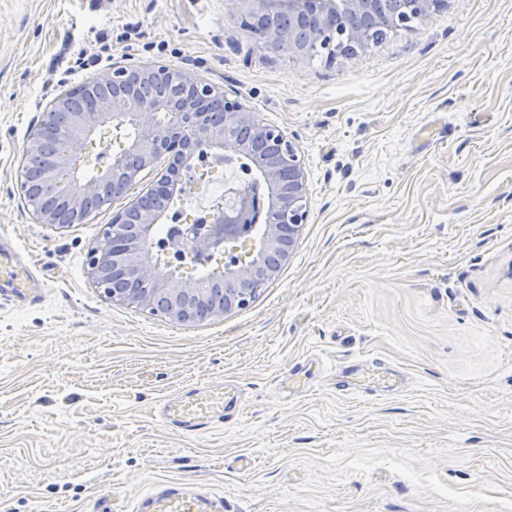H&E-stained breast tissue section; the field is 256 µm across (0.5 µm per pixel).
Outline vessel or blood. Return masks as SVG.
Wrapping results in <instances>:
<instances>
[{"instance_id":"obj_1","label":"vessel or blood","mask_w":512,"mask_h":512,"mask_svg":"<svg viewBox=\"0 0 512 512\" xmlns=\"http://www.w3.org/2000/svg\"><path fill=\"white\" fill-rule=\"evenodd\" d=\"M26 273L20 272L14 253L0 248V282L10 288L24 285ZM239 411L234 394L206 388L182 399L164 400L161 416L189 430L202 432L216 420H227ZM132 512H224V498L212 491L179 481L155 485L144 497L136 499Z\"/></svg>"}]
</instances>
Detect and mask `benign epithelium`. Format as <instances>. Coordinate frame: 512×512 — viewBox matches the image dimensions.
Wrapping results in <instances>:
<instances>
[{
	"label": "benign epithelium",
	"instance_id": "1",
	"mask_svg": "<svg viewBox=\"0 0 512 512\" xmlns=\"http://www.w3.org/2000/svg\"><path fill=\"white\" fill-rule=\"evenodd\" d=\"M241 29L263 47L275 51L294 42V32L279 25L288 17L306 24V42L294 54L313 59L351 58L373 45L372 29L410 31L416 20L425 23L447 0H405L402 8L386 0H235ZM62 118L41 121L29 134L26 152L49 141L39 174L41 201L29 192L30 180L20 172L19 190L40 224L56 229L89 223L91 201L101 184L112 183V195L129 190L140 170L125 166L135 160L144 167L167 163L166 175L137 197V223L128 225V210L116 213L86 253V274L109 300L175 324L212 317L207 305L209 274L175 281L157 273L153 248L163 234L158 194L170 183L182 186L181 171L193 158L215 157L230 164L244 162L245 178L224 187V207L211 219V232L195 226L174 236L169 245L205 268L215 255L224 261V313L249 307L279 273L264 260L276 254L288 261L309 218L307 176L297 144L279 127L264 122L223 88L184 69L163 62L128 65L112 63L104 78H91L65 91L53 102ZM138 133L96 175L78 177L85 144L103 126L116 131L127 123ZM224 153H219V150Z\"/></svg>",
	"mask_w": 512,
	"mask_h": 512
}]
</instances>
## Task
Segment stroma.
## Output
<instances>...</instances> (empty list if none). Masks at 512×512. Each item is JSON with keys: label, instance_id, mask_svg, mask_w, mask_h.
<instances>
[{"label": "stroma", "instance_id": "stroma-1", "mask_svg": "<svg viewBox=\"0 0 512 512\" xmlns=\"http://www.w3.org/2000/svg\"><path fill=\"white\" fill-rule=\"evenodd\" d=\"M234 0H0V247L40 297L0 291V512H126L167 480L226 512H512V0H448L325 64L267 50ZM223 87L304 157L309 219L246 309L174 324L105 299L101 225L166 172L59 231L18 192L30 130L77 52ZM381 366L402 383L348 389ZM231 385L205 432L164 397Z\"/></svg>", "mask_w": 512, "mask_h": 512}]
</instances>
